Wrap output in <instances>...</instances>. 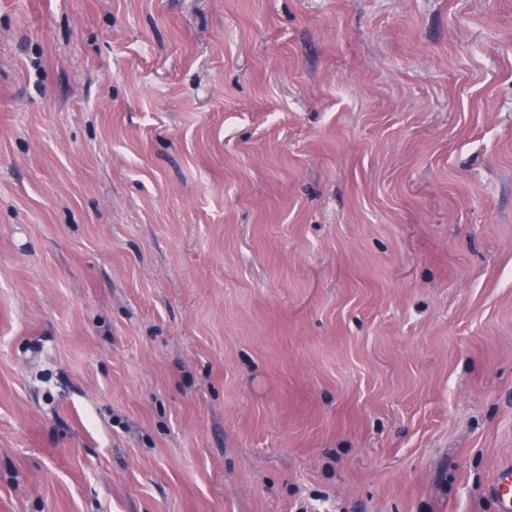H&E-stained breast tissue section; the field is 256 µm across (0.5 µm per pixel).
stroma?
<instances>
[{"instance_id": "obj_1", "label": "stroma", "mask_w": 512, "mask_h": 512, "mask_svg": "<svg viewBox=\"0 0 512 512\" xmlns=\"http://www.w3.org/2000/svg\"><path fill=\"white\" fill-rule=\"evenodd\" d=\"M512 0H0V512H497Z\"/></svg>"}]
</instances>
